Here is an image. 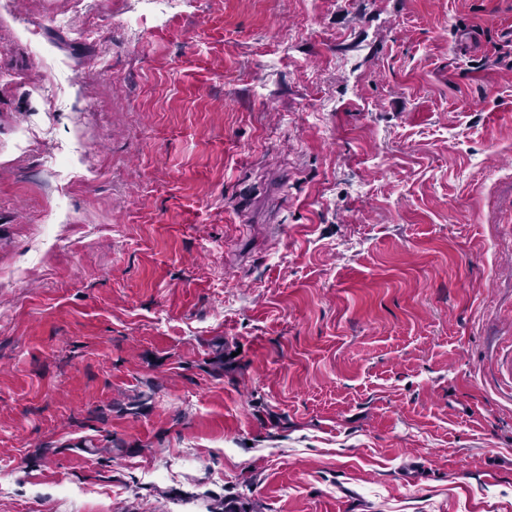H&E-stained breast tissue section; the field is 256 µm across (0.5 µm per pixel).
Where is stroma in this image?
<instances>
[{"instance_id": "1", "label": "stroma", "mask_w": 512, "mask_h": 512, "mask_svg": "<svg viewBox=\"0 0 512 512\" xmlns=\"http://www.w3.org/2000/svg\"><path fill=\"white\" fill-rule=\"evenodd\" d=\"M13 2L0 512H512V0Z\"/></svg>"}]
</instances>
